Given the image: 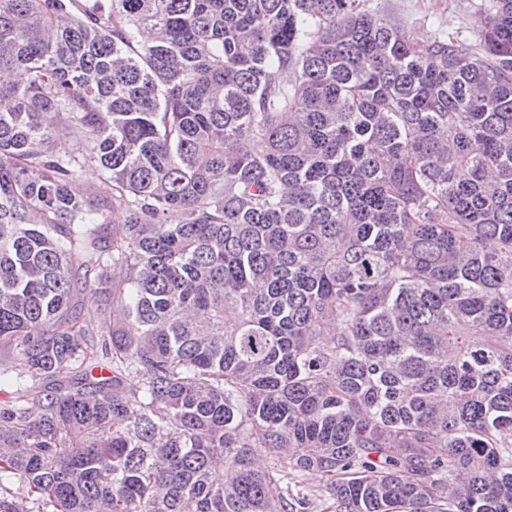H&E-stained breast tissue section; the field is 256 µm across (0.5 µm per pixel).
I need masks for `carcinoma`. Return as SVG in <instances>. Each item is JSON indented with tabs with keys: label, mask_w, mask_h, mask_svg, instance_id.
Segmentation results:
<instances>
[{
	"label": "carcinoma",
	"mask_w": 512,
	"mask_h": 512,
	"mask_svg": "<svg viewBox=\"0 0 512 512\" xmlns=\"http://www.w3.org/2000/svg\"><path fill=\"white\" fill-rule=\"evenodd\" d=\"M0 369L42 512H512V0H0ZM369 10L399 25L410 40L425 41L437 32H457L472 42L479 15L472 4L491 0H365ZM313 470L301 473H292L288 476V482L292 487L297 485V489H303L305 492L315 493L312 498V503L309 507V512H327L328 493L326 492L325 479L320 473L312 472Z\"/></svg>",
	"instance_id": "carcinoma-1"
}]
</instances>
